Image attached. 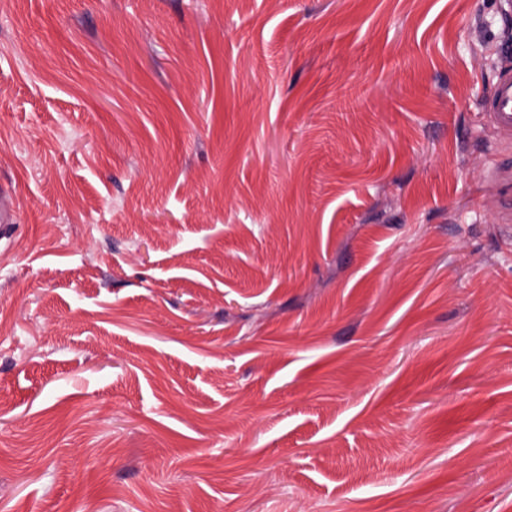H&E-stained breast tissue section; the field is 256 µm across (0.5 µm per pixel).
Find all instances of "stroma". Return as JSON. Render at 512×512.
<instances>
[{"label": "stroma", "mask_w": 512, "mask_h": 512, "mask_svg": "<svg viewBox=\"0 0 512 512\" xmlns=\"http://www.w3.org/2000/svg\"><path fill=\"white\" fill-rule=\"evenodd\" d=\"M505 0H0V512H512ZM482 115L501 137L512 142V65L507 62L499 72L490 94L483 100Z\"/></svg>", "instance_id": "35a3bbf8"}]
</instances>
